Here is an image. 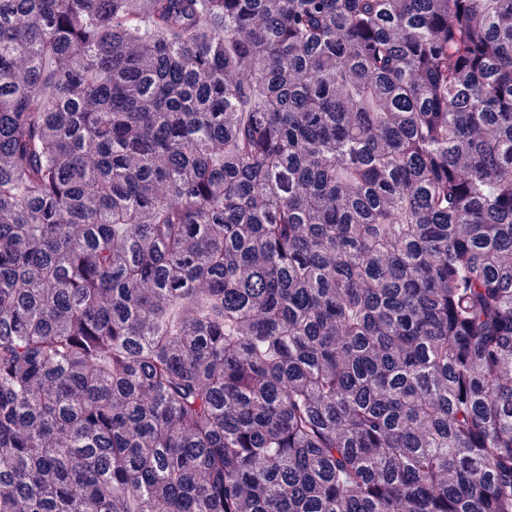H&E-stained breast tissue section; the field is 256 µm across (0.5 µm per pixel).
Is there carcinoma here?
Returning a JSON list of instances; mask_svg holds the SVG:
<instances>
[{"mask_svg":"<svg viewBox=\"0 0 512 512\" xmlns=\"http://www.w3.org/2000/svg\"><path fill=\"white\" fill-rule=\"evenodd\" d=\"M0 512H512V0H0Z\"/></svg>","mask_w":512,"mask_h":512,"instance_id":"obj_1","label":"carcinoma"}]
</instances>
